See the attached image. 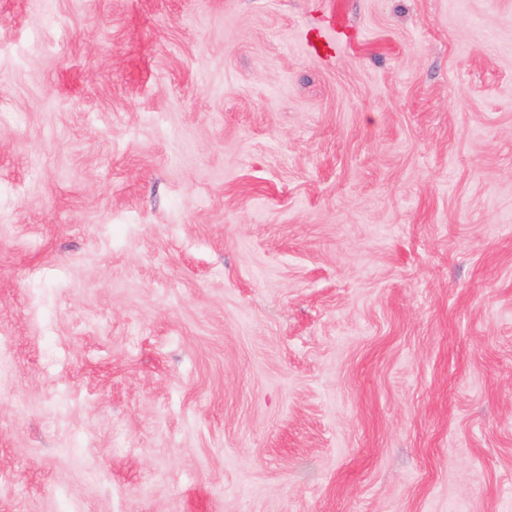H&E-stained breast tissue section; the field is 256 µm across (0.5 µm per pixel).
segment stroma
<instances>
[{
    "instance_id": "1",
    "label": "stroma",
    "mask_w": 512,
    "mask_h": 512,
    "mask_svg": "<svg viewBox=\"0 0 512 512\" xmlns=\"http://www.w3.org/2000/svg\"><path fill=\"white\" fill-rule=\"evenodd\" d=\"M0 342V512H512V0H0Z\"/></svg>"
}]
</instances>
